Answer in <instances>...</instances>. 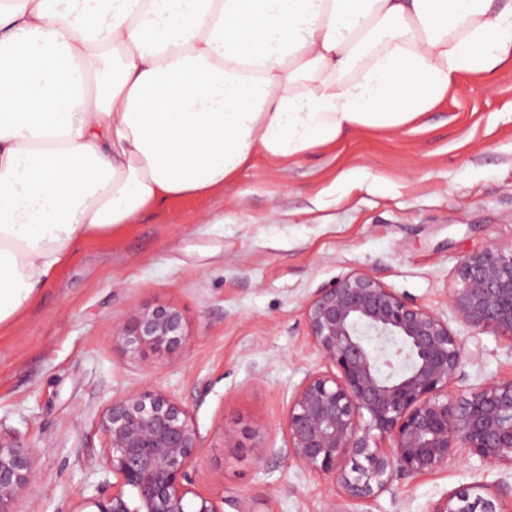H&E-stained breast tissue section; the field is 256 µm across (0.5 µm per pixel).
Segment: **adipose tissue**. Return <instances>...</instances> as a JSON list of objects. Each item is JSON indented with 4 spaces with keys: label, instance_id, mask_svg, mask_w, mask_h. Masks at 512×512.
<instances>
[{
    "label": "adipose tissue",
    "instance_id": "1",
    "mask_svg": "<svg viewBox=\"0 0 512 512\" xmlns=\"http://www.w3.org/2000/svg\"><path fill=\"white\" fill-rule=\"evenodd\" d=\"M512 59V0H0V330L86 240Z\"/></svg>",
    "mask_w": 512,
    "mask_h": 512
}]
</instances>
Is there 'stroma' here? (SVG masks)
<instances>
[{"label": "stroma", "instance_id": "35a3bbf8", "mask_svg": "<svg viewBox=\"0 0 512 512\" xmlns=\"http://www.w3.org/2000/svg\"><path fill=\"white\" fill-rule=\"evenodd\" d=\"M490 245L512 248V60L461 76L406 127L356 128L290 162L256 151L223 189L86 241L0 332V428L37 457L19 512H93L106 478L97 417L148 385L190 409L202 436L194 486L223 512L234 500L253 512H324L333 481L281 453L291 397L321 366L305 302L369 274L447 319L465 351L458 388L508 378L512 342L472 332L448 303L460 261ZM158 305L185 319L181 360L113 335L114 323ZM506 486L512 471L463 455L354 512H432L454 491Z\"/></svg>", "mask_w": 512, "mask_h": 512}]
</instances>
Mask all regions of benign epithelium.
I'll return each instance as SVG.
<instances>
[{"label":"benign epithelium","mask_w":512,"mask_h":512,"mask_svg":"<svg viewBox=\"0 0 512 512\" xmlns=\"http://www.w3.org/2000/svg\"><path fill=\"white\" fill-rule=\"evenodd\" d=\"M448 303L472 331L512 341V250L487 246L466 255ZM304 315L325 370L308 373L293 394L280 453L332 479L337 496L326 512L372 501L402 477L439 472L462 453L512 470V377L455 388L463 346L440 315L365 273L317 289ZM116 336L171 361L188 348L173 306L138 312ZM97 429L106 443L103 469L112 475L92 499L97 512H220L192 487L202 437L181 401L152 386L116 396ZM35 476L33 447L0 430V512H17ZM431 512H512V498L497 507L450 494Z\"/></svg>","instance_id":"benign-epithelium-1"}]
</instances>
